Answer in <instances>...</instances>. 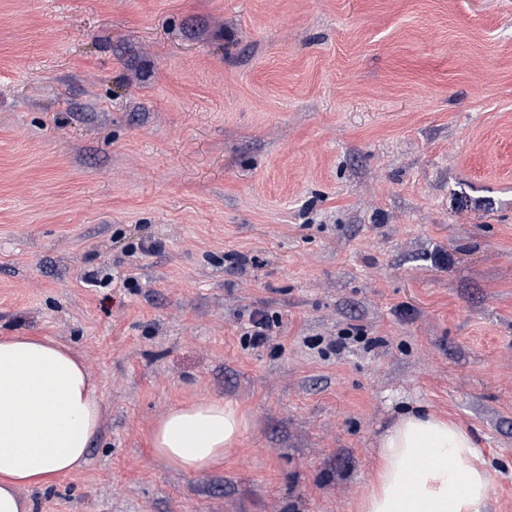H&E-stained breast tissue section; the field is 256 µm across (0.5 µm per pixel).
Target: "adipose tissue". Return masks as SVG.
<instances>
[{
	"mask_svg": "<svg viewBox=\"0 0 512 512\" xmlns=\"http://www.w3.org/2000/svg\"><path fill=\"white\" fill-rule=\"evenodd\" d=\"M248 422L219 397L174 405L151 431L156 457L187 474L244 460ZM100 427L87 363L39 336L0 338V512H32L27 487L83 467ZM487 460L459 423L409 415L382 437L360 512H486Z\"/></svg>",
	"mask_w": 512,
	"mask_h": 512,
	"instance_id": "adipose-tissue-1",
	"label": "adipose tissue"
}]
</instances>
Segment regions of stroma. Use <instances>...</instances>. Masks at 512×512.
Listing matches in <instances>:
<instances>
[{"instance_id": "stroma-1", "label": "stroma", "mask_w": 512, "mask_h": 512, "mask_svg": "<svg viewBox=\"0 0 512 512\" xmlns=\"http://www.w3.org/2000/svg\"><path fill=\"white\" fill-rule=\"evenodd\" d=\"M17 335L87 361L101 406L34 512H359L420 411L512 512V0H0ZM205 396L246 411L247 460L185 474L149 435ZM244 336L253 347L263 345L270 336L271 324L263 310L252 309L247 316Z\"/></svg>"}]
</instances>
